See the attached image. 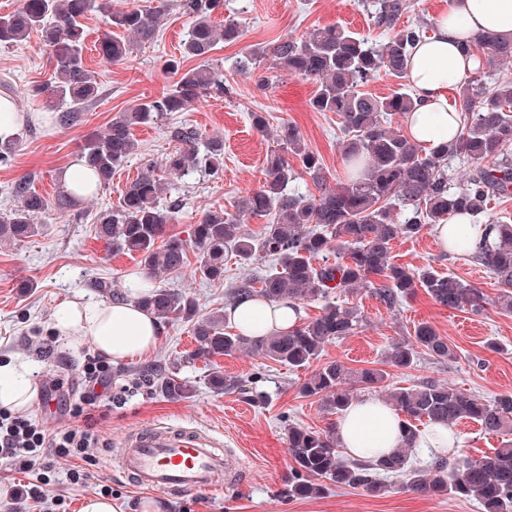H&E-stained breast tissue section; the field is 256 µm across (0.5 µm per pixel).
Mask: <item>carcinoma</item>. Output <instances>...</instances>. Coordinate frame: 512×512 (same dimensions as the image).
I'll list each match as a JSON object with an SVG mask.
<instances>
[{
	"label": "carcinoma",
	"mask_w": 512,
	"mask_h": 512,
	"mask_svg": "<svg viewBox=\"0 0 512 512\" xmlns=\"http://www.w3.org/2000/svg\"><path fill=\"white\" fill-rule=\"evenodd\" d=\"M373 24L392 32L384 43H373L339 27L316 28L295 40H281L251 52L253 59H270L271 69L313 80L316 92L310 102L316 112H333L344 134L343 153L356 175L330 188L319 154L306 144L298 128L282 123L270 132L266 113L253 112V128L273 140L260 186L244 197L237 211H206L192 228L189 240L166 236L179 206L160 205L167 183L151 169H144L123 191L119 205L98 212L94 235L114 252L136 253L147 278L137 282L138 302L156 318L183 321L197 343L192 357L211 366L208 384L214 392L234 386L215 359L249 349L264 358L302 368L322 357L328 344L348 336L362 314L355 306L326 303L318 317L288 332L247 337L224 331V314H202L196 300L177 288L153 284L159 270L179 271L188 261V248L199 251L196 267L202 278L224 281V257L272 265L256 278L231 289L230 298L258 297L271 303L293 305L319 300L339 290L367 292L388 309L423 290L437 305L482 314L493 303L512 311V224L500 220L485 225L478 251L470 253L467 241L455 226L448 249L471 256L500 286L496 301L482 289L453 273L432 267L413 270L391 261L390 245L400 236L417 235L437 224L462 217L474 225L494 199L512 197V79L499 78L487 87L484 66L512 61V42L483 35L468 45L479 61L478 71L456 85L454 105L461 115L456 140L425 152L401 131L391 127L396 115L415 109L412 91L405 84L383 99L359 90L384 70L398 79L406 76V60L417 41L424 38L418 26L397 28L409 8L407 0H367ZM224 0H177L189 19L181 58L168 63L177 76L172 88L149 98L112 120L102 134L85 143L81 159L89 170L84 181L58 198L62 213L79 205L86 195L109 184L112 172L127 163L134 152L132 131L138 125L163 120L176 112H188L208 97L230 94L224 70L211 63L218 43H233L240 26L227 22L218 27L212 15ZM105 11L107 28L98 35L95 50L116 64L131 49L126 36L139 41L154 39L159 11L141 8L113 10L108 0H24L23 6L0 15V46H14L34 31L41 34L52 76L33 88L61 112L63 123L99 92L95 75L85 59L87 34L83 18L94 8ZM192 60L196 65L184 66ZM177 146L165 157V168L180 177L204 167L217 177L223 170L224 142L212 138L199 145L197 132L185 124L172 127ZM472 162L475 168L465 182L448 181V161ZM308 175L319 194L298 195L288 186ZM13 208L0 214V242H18L39 235L35 223L48 210V202L21 178L11 188ZM273 219L257 235L244 231V215ZM260 284L255 288L253 283ZM453 360L454 348L428 322L414 328L412 340L396 342L386 352L385 363L410 369L419 355ZM387 372L365 368L353 371L339 361H327L304 380L298 391L316 398L330 414L339 415L365 391L383 392L384 400L403 415V443L393 454L368 462L345 458L336 437V426L313 431L288 426V454L293 462L288 496L315 498L332 486L381 494L393 489L429 496L473 500L480 512H512V440L505 439L491 455L480 459L460 456L453 460L435 457L425 467L412 465L421 433L419 422L451 427L460 419L476 422L486 435L512 434V394L485 399L467 395L434 380L407 387L385 385ZM160 391L172 399L188 398L194 386L176 373L157 379Z\"/></svg>",
	"instance_id": "carcinoma-1"
}]
</instances>
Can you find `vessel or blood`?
Listing matches in <instances>:
<instances>
[{
    "label": "vessel or blood",
    "instance_id": "b4317fda",
    "mask_svg": "<svg viewBox=\"0 0 512 512\" xmlns=\"http://www.w3.org/2000/svg\"><path fill=\"white\" fill-rule=\"evenodd\" d=\"M120 464L137 488L175 496L234 485L247 471L243 458L225 455L221 439L188 424L157 423L129 432Z\"/></svg>",
    "mask_w": 512,
    "mask_h": 512
}]
</instances>
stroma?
Wrapping results in <instances>:
<instances>
[{"instance_id":"1","label":"stroma","mask_w":512,"mask_h":512,"mask_svg":"<svg viewBox=\"0 0 512 512\" xmlns=\"http://www.w3.org/2000/svg\"><path fill=\"white\" fill-rule=\"evenodd\" d=\"M128 6L161 7L156 37L145 44L134 43L131 57L116 65L100 61L96 51H87V65L97 73L100 84L97 98L80 112L75 123L49 126L38 120L21 127L13 160L0 166L1 211L12 205L9 189L23 177L31 178L38 194L56 201L63 192L61 169L79 157L90 135L104 132L116 116L174 84L167 64L180 55L187 17L177 8L176 0H111L112 9ZM228 20L238 22L242 36L238 42L218 44L212 56L224 68L233 88L231 96L202 102L175 115L176 122L196 129L200 141L224 140L221 178L199 172L168 179L167 197L179 199L181 211L178 223L168 225L167 231L183 239L189 238L201 214L218 209L235 212L239 201L263 180L271 141L253 128L251 113L267 112L274 127L284 121L295 124L308 146L320 155L328 185L346 178L339 121L334 113L316 112L310 106L315 83L288 75L262 90L254 77L239 74L240 59L255 48L298 39L323 26L343 27L372 41L388 38L387 32L374 26L362 0H224L214 21ZM51 74L38 34H31L18 46L0 47V78L10 81L12 94L25 111H47L45 99L32 96L31 90L47 82ZM133 138L137 147L127 166L116 170L97 196L65 214L48 210L37 218L45 226L43 234L0 245V340L5 341L7 351L30 363L39 394L28 416L50 433L77 426L67 406L76 402L84 389L83 363L94 351L92 344L74 346L51 336L55 303L66 297L102 300L98 281L111 283L118 292L129 276L142 271L139 255L108 252L92 230L96 214L117 205L126 185L145 165H152L157 174L165 172V155L173 146L168 124L135 127ZM390 256L394 263L413 269L430 266L452 272L489 296L498 294L494 279L482 266L449 257L433 231L394 240ZM197 265V251H189L186 268L158 273L155 282L188 292L204 314L225 309L231 286L257 275L255 265L232 257L224 263L223 283H209L195 276ZM329 300L355 302L363 320L350 336L326 347L324 360L340 361L353 370L387 369V382L392 386L436 380L480 397L512 394V312L492 307L474 315L445 309L423 293L391 310L365 293L351 297L338 292ZM422 322L431 323L447 338L456 359L439 362L424 355L414 368H386L385 352L390 344L411 339L415 326ZM490 341L499 343V351L487 350ZM195 347L186 323L162 324L152 353L112 368L114 401L111 410L97 421L101 444L90 451L85 481L71 484L67 473L72 460L54 458L48 474L49 494L36 503L28 495L37 482L35 473L0 467V512H81L86 498L94 494L111 498L116 512H478L476 503L466 499L403 491L374 496L334 487L320 498L289 497V425L322 431L335 420L316 399L301 397L298 392L311 368H291L244 350L218 358L225 374L239 382L237 388L218 394L207 384L208 366L188 360ZM160 372L180 373L192 382L195 393L187 399L166 397L154 380ZM58 381L63 382V389H55ZM158 421L190 423L220 437L225 450L248 459L246 478L234 486L184 498L132 489L119 469L121 442L127 432Z\"/></svg>"}]
</instances>
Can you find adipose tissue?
Masks as SVG:
<instances>
[{
    "instance_id": "obj_1",
    "label": "adipose tissue",
    "mask_w": 512,
    "mask_h": 512,
    "mask_svg": "<svg viewBox=\"0 0 512 512\" xmlns=\"http://www.w3.org/2000/svg\"><path fill=\"white\" fill-rule=\"evenodd\" d=\"M486 34L512 41V0H452L447 11L434 18L431 35L414 45L406 76L416 107L407 127L416 143L434 149L459 134L460 118L448 106V90L477 68L475 57L464 47ZM227 318L244 335L254 337L288 331L299 324L301 314L291 304L250 297L228 308ZM51 329L72 343L91 341L97 351L120 363L148 354L161 326L135 298L118 303L80 298L56 302ZM35 398L29 365L8 355L0 357V410L25 412ZM336 433L350 458L370 460L399 447L401 417L387 403L363 398L337 419Z\"/></svg>"
}]
</instances>
